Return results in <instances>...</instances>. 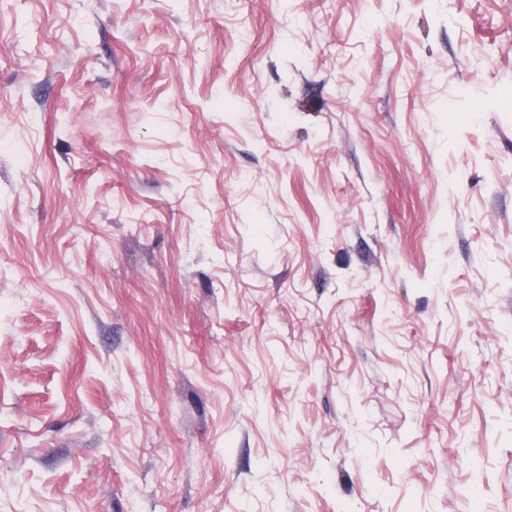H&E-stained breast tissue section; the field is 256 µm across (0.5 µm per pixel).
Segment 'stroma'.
<instances>
[{
  "label": "stroma",
  "instance_id": "obj_1",
  "mask_svg": "<svg viewBox=\"0 0 512 512\" xmlns=\"http://www.w3.org/2000/svg\"><path fill=\"white\" fill-rule=\"evenodd\" d=\"M0 512H512V0H0Z\"/></svg>",
  "mask_w": 512,
  "mask_h": 512
}]
</instances>
